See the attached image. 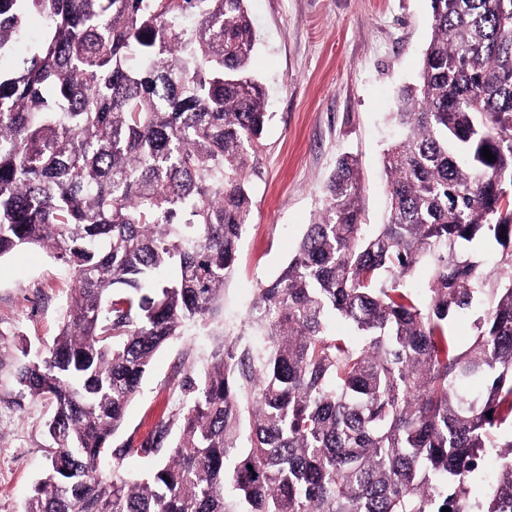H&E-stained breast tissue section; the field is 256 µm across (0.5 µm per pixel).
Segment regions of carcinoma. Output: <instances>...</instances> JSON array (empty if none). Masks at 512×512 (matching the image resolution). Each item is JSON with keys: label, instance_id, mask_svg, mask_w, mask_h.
<instances>
[{"label": "carcinoma", "instance_id": "cac0c4a2", "mask_svg": "<svg viewBox=\"0 0 512 512\" xmlns=\"http://www.w3.org/2000/svg\"><path fill=\"white\" fill-rule=\"evenodd\" d=\"M254 49L246 0H0V258L44 248L74 283L15 373L54 406L26 512H512V0H431L385 222H364L342 156L245 320L184 357L168 458L120 472L110 440L154 355L207 328L236 273L267 119ZM479 239L501 248L491 270L459 249ZM478 301L462 348L449 318Z\"/></svg>", "mask_w": 512, "mask_h": 512}]
</instances>
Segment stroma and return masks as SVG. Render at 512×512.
<instances>
[{
  "label": "stroma",
  "mask_w": 512,
  "mask_h": 512,
  "mask_svg": "<svg viewBox=\"0 0 512 512\" xmlns=\"http://www.w3.org/2000/svg\"><path fill=\"white\" fill-rule=\"evenodd\" d=\"M247 9L256 33L250 69L265 85L270 114L254 146L252 221L210 332L188 331L155 356L112 438L127 451L121 467L130 475L159 462L140 446L186 403L181 352L203 358L214 333L243 322L255 288L293 255L340 156L359 160L366 223L383 222L381 159L400 136L390 119L394 98L416 77L431 36L430 0H247ZM71 285L45 251L0 259V512H25L46 465L44 424L53 413L49 400L19 395L18 347L52 343Z\"/></svg>",
  "instance_id": "obj_1"
}]
</instances>
